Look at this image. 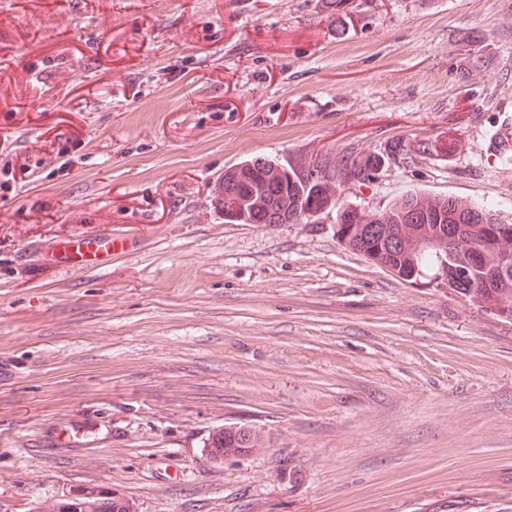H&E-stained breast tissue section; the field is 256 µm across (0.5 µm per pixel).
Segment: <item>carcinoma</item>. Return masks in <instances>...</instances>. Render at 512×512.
Returning <instances> with one entry per match:
<instances>
[{"instance_id": "cac0c4a2", "label": "carcinoma", "mask_w": 512, "mask_h": 512, "mask_svg": "<svg viewBox=\"0 0 512 512\" xmlns=\"http://www.w3.org/2000/svg\"><path fill=\"white\" fill-rule=\"evenodd\" d=\"M380 157L407 165L415 154L410 146L393 141ZM367 167L351 154L339 164L323 156L285 163L278 172L266 158L244 161L224 174V201L217 209L226 224H298L327 206L336 182L363 179ZM252 195L257 196L256 206L243 218L239 204ZM336 235L345 247L404 281H415L432 268L450 290L479 309L512 314V218L489 206L413 192L379 213L344 208ZM450 235L457 241L451 252ZM262 447L263 436L245 425L226 427L204 444L214 461ZM52 512H130V504L106 493H83L57 500Z\"/></svg>"}]
</instances>
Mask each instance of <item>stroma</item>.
<instances>
[{
    "label": "stroma",
    "instance_id": "1",
    "mask_svg": "<svg viewBox=\"0 0 512 512\" xmlns=\"http://www.w3.org/2000/svg\"><path fill=\"white\" fill-rule=\"evenodd\" d=\"M507 123L512 0H0V512H512V321L336 237L414 191L512 213ZM394 139L301 223L215 206ZM231 424L264 448L210 460ZM380 157L383 162L407 165L413 161L415 154H413L410 146L401 141H393L384 148ZM53 504L52 512H130V504L106 493L63 496Z\"/></svg>",
    "mask_w": 512,
    "mask_h": 512
}]
</instances>
